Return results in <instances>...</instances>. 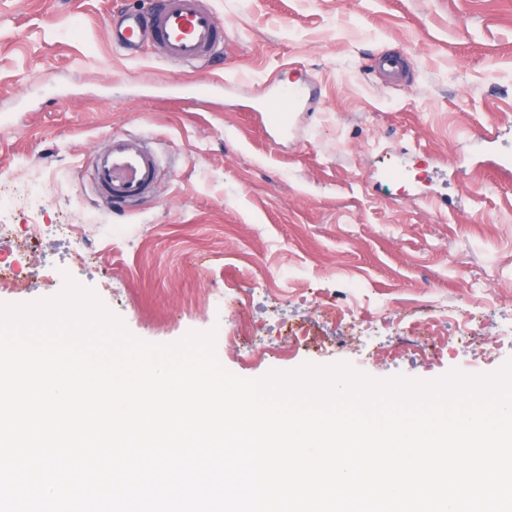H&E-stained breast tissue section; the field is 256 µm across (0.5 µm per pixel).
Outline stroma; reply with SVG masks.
Here are the masks:
<instances>
[{
	"instance_id": "35a3bbf8",
	"label": "stroma",
	"mask_w": 512,
	"mask_h": 512,
	"mask_svg": "<svg viewBox=\"0 0 512 512\" xmlns=\"http://www.w3.org/2000/svg\"><path fill=\"white\" fill-rule=\"evenodd\" d=\"M152 3L0 0V175L48 190L4 218L5 257L26 224L45 230L0 303L72 279L141 340L214 331L248 379L345 363L428 382L512 360V178L497 169L512 158V0H208L229 51L198 68L113 46ZM394 51L411 75L388 86L371 64ZM296 85L317 93L285 135L263 103ZM115 133L152 137L164 161L123 214L85 162ZM349 281L359 295L328 312ZM427 306L430 336L414 326Z\"/></svg>"
}]
</instances>
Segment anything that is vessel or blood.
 <instances>
[{
	"label": "vessel or blood",
	"instance_id": "1",
	"mask_svg": "<svg viewBox=\"0 0 512 512\" xmlns=\"http://www.w3.org/2000/svg\"><path fill=\"white\" fill-rule=\"evenodd\" d=\"M149 30L158 59L197 67L222 51L224 26L203 0H156L146 16L130 17L119 42L135 47L142 30ZM277 106L268 114L280 128L290 125V113L305 98L302 88L277 91ZM161 159L144 138L119 133L113 135L106 151L93 156L90 181L105 201L133 205L151 196L157 186Z\"/></svg>",
	"mask_w": 512,
	"mask_h": 512
}]
</instances>
